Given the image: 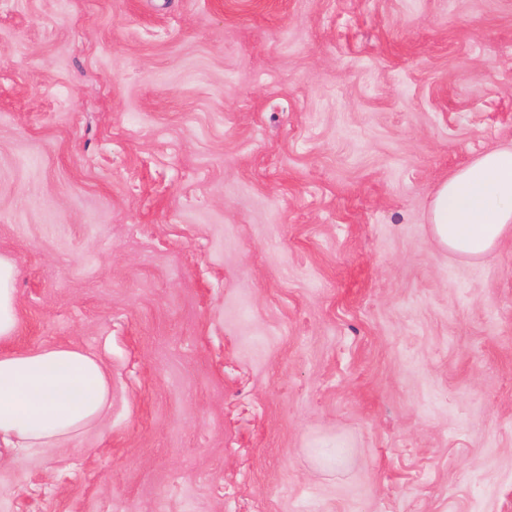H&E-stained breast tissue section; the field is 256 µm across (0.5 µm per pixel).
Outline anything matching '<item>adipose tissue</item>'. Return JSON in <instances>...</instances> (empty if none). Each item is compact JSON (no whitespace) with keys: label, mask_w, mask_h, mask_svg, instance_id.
Listing matches in <instances>:
<instances>
[{"label":"adipose tissue","mask_w":512,"mask_h":512,"mask_svg":"<svg viewBox=\"0 0 512 512\" xmlns=\"http://www.w3.org/2000/svg\"><path fill=\"white\" fill-rule=\"evenodd\" d=\"M436 241L466 259L512 238V145L487 151L437 186L429 211ZM15 262L0 255V459L72 442L109 410L103 362L69 345L15 348L20 324Z\"/></svg>","instance_id":"obj_1"}]
</instances>
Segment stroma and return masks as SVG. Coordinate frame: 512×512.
Masks as SVG:
<instances>
[{
    "instance_id": "obj_1",
    "label": "stroma",
    "mask_w": 512,
    "mask_h": 512,
    "mask_svg": "<svg viewBox=\"0 0 512 512\" xmlns=\"http://www.w3.org/2000/svg\"><path fill=\"white\" fill-rule=\"evenodd\" d=\"M512 144V0H0L18 349L112 406L0 512H512V239L437 185ZM429 224L443 248L466 259L512 238V145L481 154L440 182Z\"/></svg>"
}]
</instances>
